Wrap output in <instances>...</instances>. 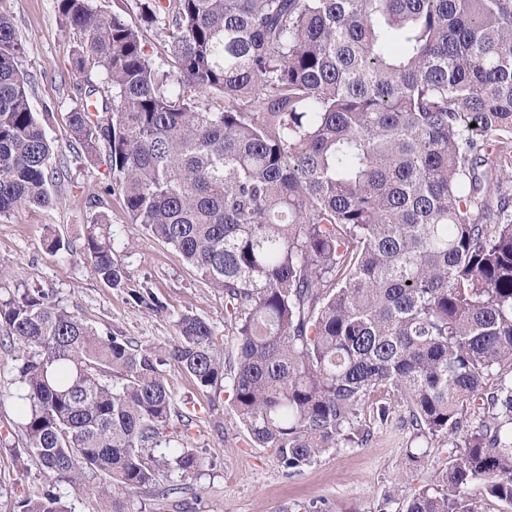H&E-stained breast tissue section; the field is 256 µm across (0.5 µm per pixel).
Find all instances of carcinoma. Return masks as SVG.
Instances as JSON below:
<instances>
[{"label": "carcinoma", "instance_id": "carcinoma-1", "mask_svg": "<svg viewBox=\"0 0 512 512\" xmlns=\"http://www.w3.org/2000/svg\"><path fill=\"white\" fill-rule=\"evenodd\" d=\"M54 3L83 78L75 153L105 154L109 172L89 204L122 196L223 291L232 347L194 314L156 347L103 336L47 293L0 302L23 390L16 454L45 477L21 512H72L64 485L92 512H129L141 490L175 492L163 473L198 469L166 364L228 392L248 444L290 476L366 445L365 405L383 422L375 396L392 394L427 444L411 462L448 446L421 489L396 488L399 512H483L464 498L477 482L512 510V0H146L136 21ZM159 24L156 63L140 33ZM21 52L0 12V216L57 203L68 178ZM50 247L121 285L104 212ZM174 416L179 447L144 456Z\"/></svg>", "mask_w": 512, "mask_h": 512}]
</instances>
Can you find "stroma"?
Listing matches in <instances>:
<instances>
[{
    "instance_id": "obj_1",
    "label": "stroma",
    "mask_w": 512,
    "mask_h": 512,
    "mask_svg": "<svg viewBox=\"0 0 512 512\" xmlns=\"http://www.w3.org/2000/svg\"><path fill=\"white\" fill-rule=\"evenodd\" d=\"M0 11L10 15L22 40L18 66L31 80L34 111L55 108L48 135L56 156L69 166L60 203L0 217V301L39 288L101 334L152 346L171 343L178 318L195 314L210 324L216 339H223V292L199 279L171 246L131 223L120 198L108 197L105 205L114 258L123 271L120 286L100 279L86 259H66L47 247L46 239L53 235L82 237L97 214L88 199L101 191L107 167L75 158L69 146L68 94L77 76L68 60L75 36L61 27L53 0H0ZM142 289L152 293V301H133V292ZM12 366L11 352L0 348V512H19L21 500L37 494L43 483L33 461L15 457L22 438L21 388ZM163 373L175 404L195 408L191 445L201 465L190 475L165 476V483L178 485V493L135 496L133 512H397L398 503L385 500L393 487L411 493L430 475V467L413 466L407 459L416 442L400 408H393L384 422L365 411L362 421L371 430L365 446L330 451L289 476L271 449L247 444L224 397L201 392L177 367L164 366Z\"/></svg>"
}]
</instances>
